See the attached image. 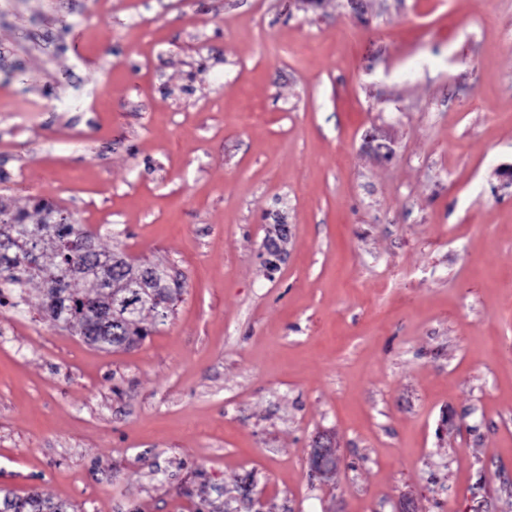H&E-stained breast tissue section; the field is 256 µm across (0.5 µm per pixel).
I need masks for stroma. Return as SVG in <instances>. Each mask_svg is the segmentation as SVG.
Wrapping results in <instances>:
<instances>
[{"mask_svg": "<svg viewBox=\"0 0 512 512\" xmlns=\"http://www.w3.org/2000/svg\"><path fill=\"white\" fill-rule=\"evenodd\" d=\"M507 165L512 0H0V206L180 284L116 351L0 302V489L512 512ZM339 463L334 448H314L310 458L312 476L318 477L321 482H328Z\"/></svg>", "mask_w": 512, "mask_h": 512, "instance_id": "obj_1", "label": "stroma"}]
</instances>
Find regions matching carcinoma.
Returning a JSON list of instances; mask_svg holds the SVG:
<instances>
[{
  "mask_svg": "<svg viewBox=\"0 0 512 512\" xmlns=\"http://www.w3.org/2000/svg\"><path fill=\"white\" fill-rule=\"evenodd\" d=\"M35 209L40 213V219L30 224L26 212H11L0 207V220L11 221L16 227L42 229L34 244L38 270H27V255L23 251L11 249L7 256L0 254V293L10 290L19 296L32 282L42 283V311L46 317L55 325L60 323L66 328H78L79 334L87 341L94 328L93 312L86 308V304L94 296L99 306L114 307L120 318V323L116 325L120 335L112 337L115 344L132 346L142 341L147 335L144 316L152 312L151 308H143L137 315L128 317L124 315L120 304L112 300V295L98 292L94 277L86 275L74 283L66 276L68 269L86 262L80 242L88 229L70 214L60 224H47V216L54 212V207L48 202L38 203ZM0 505L12 508L15 512H69L70 509V505L54 502L37 492L21 497L5 491L0 495Z\"/></svg>",
  "mask_w": 512,
  "mask_h": 512,
  "instance_id": "obj_1",
  "label": "carcinoma"
}]
</instances>
